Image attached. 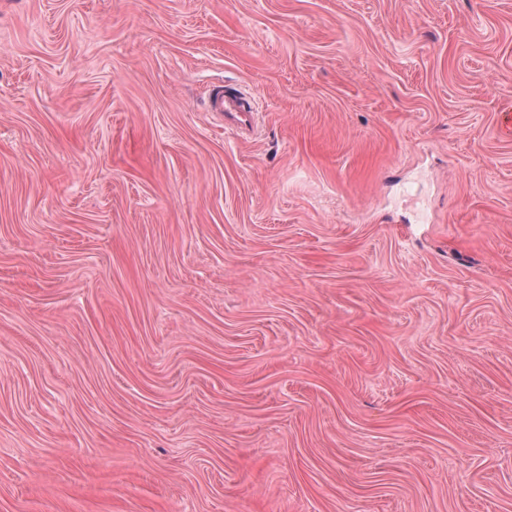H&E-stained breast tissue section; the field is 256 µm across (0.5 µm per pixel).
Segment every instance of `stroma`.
<instances>
[{
	"mask_svg": "<svg viewBox=\"0 0 512 512\" xmlns=\"http://www.w3.org/2000/svg\"><path fill=\"white\" fill-rule=\"evenodd\" d=\"M508 109L512 0H0V512H512ZM209 107L213 112H224L227 127H252L254 108L251 101L243 95L216 90L210 95Z\"/></svg>",
	"mask_w": 512,
	"mask_h": 512,
	"instance_id": "obj_1",
	"label": "stroma"
}]
</instances>
